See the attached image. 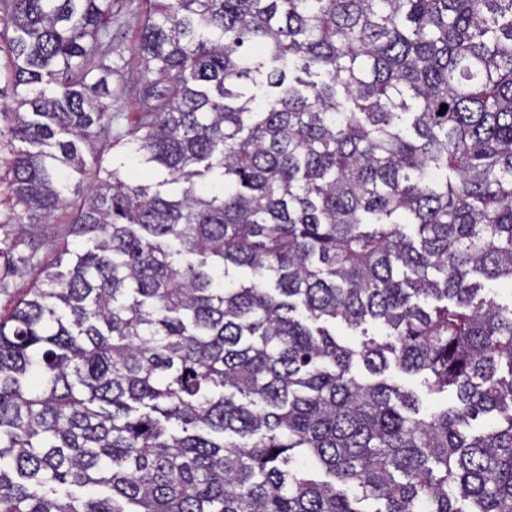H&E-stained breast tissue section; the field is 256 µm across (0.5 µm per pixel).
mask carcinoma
Wrapping results in <instances>:
<instances>
[{
  "instance_id": "obj_1",
  "label": "carcinoma",
  "mask_w": 512,
  "mask_h": 512,
  "mask_svg": "<svg viewBox=\"0 0 512 512\" xmlns=\"http://www.w3.org/2000/svg\"><path fill=\"white\" fill-rule=\"evenodd\" d=\"M123 8L0 0L20 224L112 147ZM137 52L185 187L95 175L0 316V512H512V0H146ZM390 376L398 384L417 392L421 396L424 404L427 406L446 403V398L428 394L427 389L423 383V376L421 375H407L397 370L391 369Z\"/></svg>"
}]
</instances>
